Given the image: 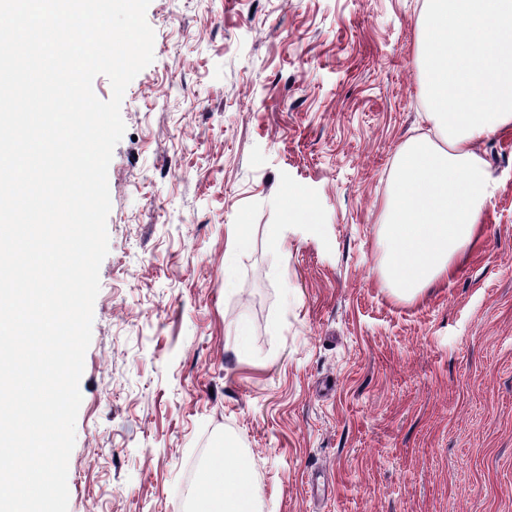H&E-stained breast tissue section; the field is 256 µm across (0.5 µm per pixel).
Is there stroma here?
I'll return each mask as SVG.
<instances>
[{"label": "stroma", "mask_w": 512, "mask_h": 512, "mask_svg": "<svg viewBox=\"0 0 512 512\" xmlns=\"http://www.w3.org/2000/svg\"><path fill=\"white\" fill-rule=\"evenodd\" d=\"M422 2L151 0L68 512H188L227 440L260 512H512V134L477 145L458 271L413 302L380 275L392 161L430 130Z\"/></svg>", "instance_id": "obj_1"}]
</instances>
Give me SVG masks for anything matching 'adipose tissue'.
I'll return each mask as SVG.
<instances>
[{
	"label": "adipose tissue",
	"mask_w": 512,
	"mask_h": 512,
	"mask_svg": "<svg viewBox=\"0 0 512 512\" xmlns=\"http://www.w3.org/2000/svg\"><path fill=\"white\" fill-rule=\"evenodd\" d=\"M432 135L410 137L391 168L380 237L382 277L412 301L453 275L493 194L479 139L512 132V0H424L418 31ZM193 512H256L253 472L216 449L192 492Z\"/></svg>",
	"instance_id": "adipose-tissue-1"
}]
</instances>
